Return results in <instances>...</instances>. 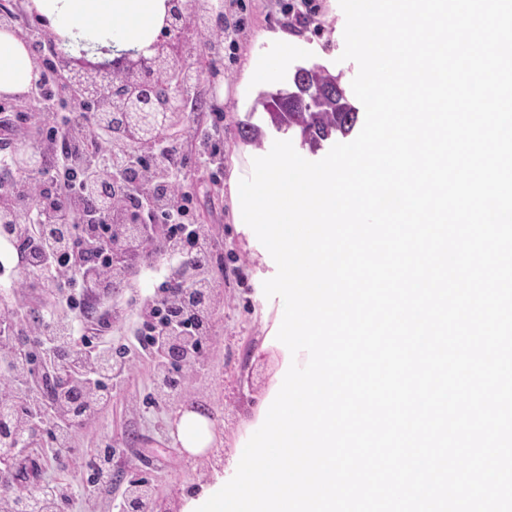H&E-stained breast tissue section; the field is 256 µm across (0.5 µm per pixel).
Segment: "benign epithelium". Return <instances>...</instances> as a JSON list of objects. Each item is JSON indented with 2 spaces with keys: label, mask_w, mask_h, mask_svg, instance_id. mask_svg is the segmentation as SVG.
Masks as SVG:
<instances>
[{
  "label": "benign epithelium",
  "mask_w": 512,
  "mask_h": 512,
  "mask_svg": "<svg viewBox=\"0 0 512 512\" xmlns=\"http://www.w3.org/2000/svg\"><path fill=\"white\" fill-rule=\"evenodd\" d=\"M168 10L159 35L143 50L114 54L110 47H99L102 58H88L81 47L74 53L57 59L58 76L65 89H76L84 98L95 103L94 121L103 127L139 126L143 141L148 145L159 142L165 133L174 134L186 125L185 102L181 79L192 71L205 78L212 89L213 68L203 67V52L186 51L187 38L197 27L195 0H167ZM33 27L16 30L25 42H32V28L49 34L51 48H56L61 36L49 21L32 11ZM168 359L175 365L201 364L198 347L188 337L169 341ZM152 500L150 487L144 483H129L125 512H143Z\"/></svg>",
  "instance_id": "7a95c632"
}]
</instances>
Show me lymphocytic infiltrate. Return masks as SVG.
I'll list each match as a JSON object with an SVG mask.
<instances>
[{
  "label": "lymphocytic infiltrate",
  "instance_id": "lymphocytic-infiltrate-1",
  "mask_svg": "<svg viewBox=\"0 0 512 512\" xmlns=\"http://www.w3.org/2000/svg\"><path fill=\"white\" fill-rule=\"evenodd\" d=\"M33 97L43 161L32 172L18 171L10 152L30 115L0 104V213H31L30 222L0 229V274L14 272L11 298L0 306V420L15 424L28 446L67 454L132 367L112 349L114 327L130 325L163 401L174 395L169 337L202 347L213 340V307L184 312L179 300L215 285V246L195 219L188 174L191 160L218 155L213 130L224 116L187 128L186 139L119 151L111 130L59 98L51 76ZM103 167L107 187L87 196L85 181ZM156 268L162 281L141 292L142 277Z\"/></svg>",
  "mask_w": 512,
  "mask_h": 512
}]
</instances>
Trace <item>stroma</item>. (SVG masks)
Listing matches in <instances>:
<instances>
[{
    "label": "stroma",
    "mask_w": 512,
    "mask_h": 512,
    "mask_svg": "<svg viewBox=\"0 0 512 512\" xmlns=\"http://www.w3.org/2000/svg\"><path fill=\"white\" fill-rule=\"evenodd\" d=\"M241 30L235 42L225 46L216 80L212 105L189 113L188 123L208 119L221 110L224 124L218 143L224 156L219 183H212L208 166H200L193 180L196 220L208 225L223 260L216 271L217 291L222 302L216 311V335L204 355L199 374L186 381V403L204 405L217 423L216 445L202 457L183 453L170 435L176 407L155 402L152 373L136 362L126 380L112 396L111 406L77 438L80 454L88 456L111 448L114 479L102 489L76 473L48 448H28L20 457L27 484H68L72 495L64 512H110L121 504L131 480L149 481L155 489L157 507L179 512L183 498L196 494L215 473L232 478L230 462L258 422L261 406L274 391L283 366V353L271 347L272 331L283 310L278 297H266L263 283L277 272L261 243L236 224L230 179L236 164L244 162L253 148L243 142L234 93L242 81L243 65L250 56L272 57L275 42L268 35L288 31V9L297 0H240ZM311 23L302 34L311 48L301 57L304 66L319 64L340 76L342 87H350L358 72L355 62L342 60L345 15L339 0H310Z\"/></svg>",
    "instance_id": "1"
}]
</instances>
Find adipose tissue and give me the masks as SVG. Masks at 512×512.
Returning <instances> with one entry per match:
<instances>
[{
  "label": "adipose tissue",
  "instance_id": "1",
  "mask_svg": "<svg viewBox=\"0 0 512 512\" xmlns=\"http://www.w3.org/2000/svg\"><path fill=\"white\" fill-rule=\"evenodd\" d=\"M54 28L90 45H107L119 50L140 49L158 34L166 11V0H33ZM275 59L253 57L244 68V93L237 107L246 109L251 98L272 86L278 69L292 57L307 51L296 37L278 33ZM39 74L25 43L13 32L0 28V95H18L28 90ZM171 435L191 455L203 454L215 439L210 420L189 408L175 412Z\"/></svg>",
  "mask_w": 512,
  "mask_h": 512
}]
</instances>
